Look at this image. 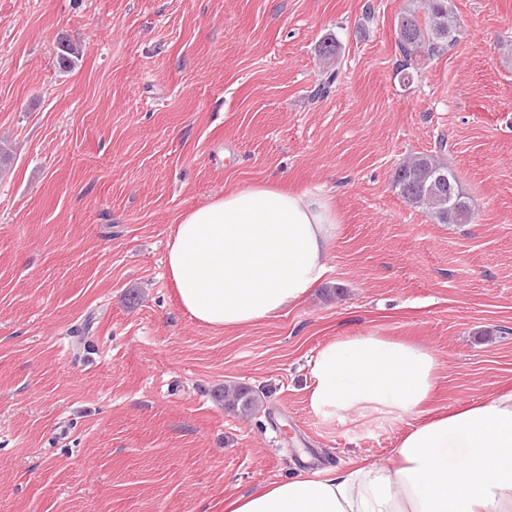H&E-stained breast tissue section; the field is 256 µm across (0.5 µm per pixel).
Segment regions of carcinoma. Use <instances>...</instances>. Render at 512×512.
I'll list each match as a JSON object with an SVG mask.
<instances>
[{
  "label": "carcinoma",
  "instance_id": "carcinoma-1",
  "mask_svg": "<svg viewBox=\"0 0 512 512\" xmlns=\"http://www.w3.org/2000/svg\"><path fill=\"white\" fill-rule=\"evenodd\" d=\"M461 22L452 0H421L415 9L400 13L394 24V41L402 55L400 71L415 70L421 58L442 56L453 46L460 34ZM340 42L327 35L321 40L319 54L322 67L329 68L339 58ZM77 42L63 38L58 43L57 64L69 71L79 58ZM447 141L441 139L436 150L405 160L395 171L393 185L406 203L424 211L437 224H469L474 213L460 190L456 174L441 159ZM448 177V197L435 189L439 175ZM258 400L254 392L237 384L224 386V409L247 414Z\"/></svg>",
  "mask_w": 512,
  "mask_h": 512
}]
</instances>
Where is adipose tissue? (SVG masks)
<instances>
[{"label": "adipose tissue", "mask_w": 512, "mask_h": 512, "mask_svg": "<svg viewBox=\"0 0 512 512\" xmlns=\"http://www.w3.org/2000/svg\"><path fill=\"white\" fill-rule=\"evenodd\" d=\"M337 224L318 194L231 189L182 216L166 271L197 323L237 328L308 295L327 271ZM438 367L421 345L376 333L339 336L311 363L309 402L331 416L361 408L420 416ZM226 512H512V389L423 419L385 463L264 485Z\"/></svg>", "instance_id": "1"}]
</instances>
